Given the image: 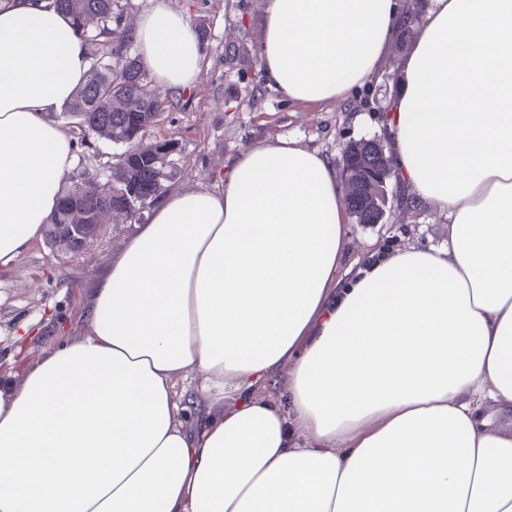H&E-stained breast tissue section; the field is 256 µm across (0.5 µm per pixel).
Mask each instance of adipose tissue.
Listing matches in <instances>:
<instances>
[{
    "mask_svg": "<svg viewBox=\"0 0 512 512\" xmlns=\"http://www.w3.org/2000/svg\"><path fill=\"white\" fill-rule=\"evenodd\" d=\"M404 0H266L259 61L294 102L381 70ZM143 67L202 73L187 17L142 16ZM64 12L0 0V268L41 239L88 72ZM441 250L339 269L330 156L280 139L166 193L95 278L86 330L0 386V512H512V0H432L387 114ZM280 383L283 401L268 387Z\"/></svg>",
    "mask_w": 512,
    "mask_h": 512,
    "instance_id": "adipose-tissue-1",
    "label": "adipose tissue"
}]
</instances>
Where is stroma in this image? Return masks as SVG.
Masks as SVG:
<instances>
[{"label":"stroma","instance_id":"35a3bbf8","mask_svg":"<svg viewBox=\"0 0 512 512\" xmlns=\"http://www.w3.org/2000/svg\"><path fill=\"white\" fill-rule=\"evenodd\" d=\"M183 12L204 49L197 82L169 92L155 86L168 108L158 126L142 138L145 145L173 144V177L165 188L214 187L237 153L289 137L341 162L350 142L374 140L389 148L390 133L378 112L385 100L377 86L350 91L333 103L291 102L269 87L263 77L258 47L265 0H164ZM62 130L77 143L76 171L106 172L117 146L79 130ZM134 219L114 216L102 225L90 247L70 253L34 242L12 267L0 269V380L19 381L12 364L21 326L35 337L33 349L62 335H77L89 286L97 271L134 231ZM341 272L355 274L371 252H395L411 246L438 248L448 243V219L433 206L407 208L397 186L389 188L386 221L359 224L348 219Z\"/></svg>","mask_w":512,"mask_h":512}]
</instances>
